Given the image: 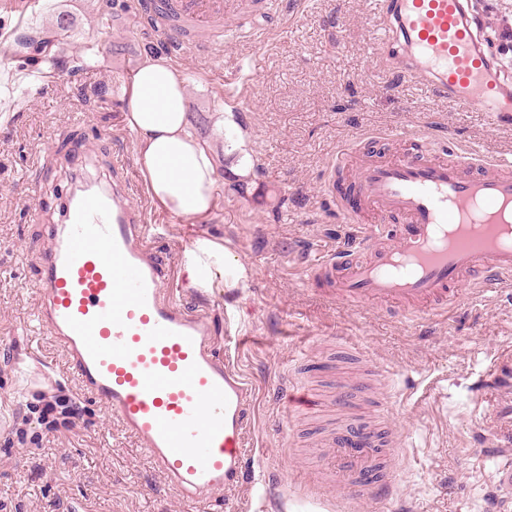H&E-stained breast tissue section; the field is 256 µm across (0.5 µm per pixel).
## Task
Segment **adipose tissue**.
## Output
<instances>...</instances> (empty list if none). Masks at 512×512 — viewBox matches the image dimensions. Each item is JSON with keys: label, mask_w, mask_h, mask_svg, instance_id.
Listing matches in <instances>:
<instances>
[{"label": "adipose tissue", "mask_w": 512, "mask_h": 512, "mask_svg": "<svg viewBox=\"0 0 512 512\" xmlns=\"http://www.w3.org/2000/svg\"><path fill=\"white\" fill-rule=\"evenodd\" d=\"M184 80L165 60L143 63L132 75L126 122L139 147L147 191L171 214L194 218L214 206L215 164L209 147L195 134L182 100ZM183 266L194 288L216 280L246 281L248 271L223 244L196 239L185 249Z\"/></svg>", "instance_id": "adipose-tissue-1"}]
</instances>
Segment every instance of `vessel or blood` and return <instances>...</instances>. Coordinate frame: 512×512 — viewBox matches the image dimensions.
<instances>
[{
    "label": "vessel or blood",
    "instance_id": "vessel-or-blood-1",
    "mask_svg": "<svg viewBox=\"0 0 512 512\" xmlns=\"http://www.w3.org/2000/svg\"><path fill=\"white\" fill-rule=\"evenodd\" d=\"M141 12L188 52L208 49L205 34L223 33L229 19L249 21L253 37L280 22L273 0H143ZM376 27L401 44L403 76L423 78L460 108L512 117V78L487 50L473 0H395ZM416 138L390 160L337 155L334 169L355 167L359 202L337 208L359 231L311 265L312 276L330 281L333 301L406 302L430 316L461 286L512 283V158L457 151L444 159L426 132ZM363 209L377 223L359 224ZM163 277L127 188L79 186L41 272L38 322L66 351L84 393L119 419L180 497L208 501L247 479L254 390L217 351L207 314L165 293ZM335 445L354 498L392 497L395 477L361 482L383 446L365 417H354Z\"/></svg>",
    "mask_w": 512,
    "mask_h": 512
}]
</instances>
